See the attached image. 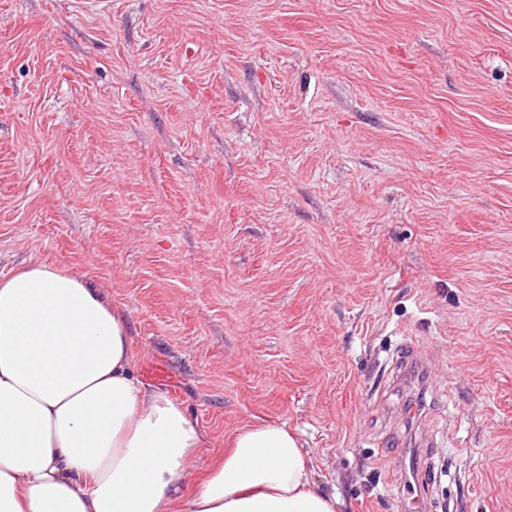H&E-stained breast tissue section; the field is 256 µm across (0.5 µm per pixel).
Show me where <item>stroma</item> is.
Segmentation results:
<instances>
[{"label": "stroma", "mask_w": 512, "mask_h": 512, "mask_svg": "<svg viewBox=\"0 0 512 512\" xmlns=\"http://www.w3.org/2000/svg\"><path fill=\"white\" fill-rule=\"evenodd\" d=\"M34 261L124 312L193 479L284 423L337 512H512V0H0Z\"/></svg>", "instance_id": "obj_1"}]
</instances>
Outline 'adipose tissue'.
Returning a JSON list of instances; mask_svg holds the SVG:
<instances>
[{"mask_svg":"<svg viewBox=\"0 0 512 512\" xmlns=\"http://www.w3.org/2000/svg\"><path fill=\"white\" fill-rule=\"evenodd\" d=\"M202 446L83 276L37 262L0 278V512H336L287 425L240 429L192 487Z\"/></svg>","mask_w":512,"mask_h":512,"instance_id":"adipose-tissue-1","label":"adipose tissue"}]
</instances>
